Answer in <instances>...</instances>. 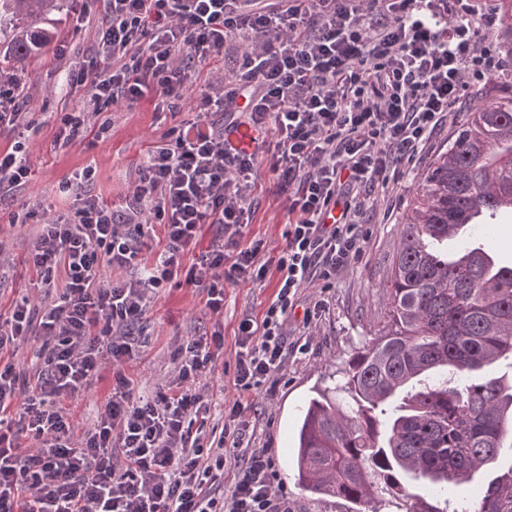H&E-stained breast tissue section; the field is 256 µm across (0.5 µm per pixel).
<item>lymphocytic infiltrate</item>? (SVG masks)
<instances>
[{
  "label": "lymphocytic infiltrate",
  "mask_w": 512,
  "mask_h": 512,
  "mask_svg": "<svg viewBox=\"0 0 512 512\" xmlns=\"http://www.w3.org/2000/svg\"><path fill=\"white\" fill-rule=\"evenodd\" d=\"M490 21L468 0H106L94 73V113L153 95L191 99L193 121L165 132L120 213L87 197L45 222L29 255L53 303L29 298L0 313V351L35 335L50 345L45 373L19 412L18 374L0 363V512H294L276 485L267 449L254 447L244 397L275 384L289 351L288 313L302 289L362 259L363 217L409 172L474 81L500 67ZM230 58L222 84L189 96L185 70ZM254 129L248 149L228 148L225 125ZM288 193L290 222L276 260L278 292L261 317L237 326L234 385L223 443L192 434L209 410L192 387L214 369L224 343L198 337L179 347L181 389L134 397L120 369L139 344L136 325L159 289L204 288L213 312L224 285L263 281V241L239 248L252 176L262 155ZM165 246L139 277L105 271L138 265L146 230ZM225 235L197 264L184 263L202 225ZM116 370L105 410L81 442L60 398L85 391L104 366ZM38 440L21 455L14 422ZM236 468L224 497L226 463Z\"/></svg>",
  "instance_id": "lymphocytic-infiltrate-1"
}]
</instances>
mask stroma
Returning a JSON list of instances; mask_svg holds the SVG:
<instances>
[{
    "instance_id": "stroma-1",
    "label": "stroma",
    "mask_w": 512,
    "mask_h": 512,
    "mask_svg": "<svg viewBox=\"0 0 512 512\" xmlns=\"http://www.w3.org/2000/svg\"><path fill=\"white\" fill-rule=\"evenodd\" d=\"M44 28L58 34L42 55L32 58L20 79L25 87L24 111L31 124L24 133L0 127V149L26 138V160L31 170L27 182L0 197V310L9 309L16 299L29 296L37 304L53 301L54 292L37 287V273L28 262L31 245L46 219L67 215L74 200L60 194L63 180L75 178L84 169H93L91 182L79 185V193L97 198L124 212L132 205L133 187L138 182L151 146L170 128L193 118L188 104L179 110L156 108L153 98L136 103L120 102L110 112L95 117L94 125H105L101 138L87 137L62 145L55 133L63 113L85 112L93 93L91 83L73 84L71 73L97 46L101 25L98 10L82 12L79 0H65L59 11L42 19ZM489 85L471 83L465 97L449 115L442 131L427 145L410 174L381 200L368 226L366 253L354 266L341 270L326 290L308 288L300 295V305L288 319V345L299 343V325L306 307L323 300L324 309L311 327L306 353L293 354L284 365L274 395L253 394L249 414L257 426L256 447L270 449L277 479L288 494L295 512H406L404 502L378 494L373 505L323 497L298 485L290 466L300 412L317 390L335 387L336 372L354 349L368 342L383 325L387 297L382 283L387 278L398 242L404 213L419 177L467 121L468 109L481 100ZM248 224L239 237L240 247L255 240L266 244L267 257H275L284 243L288 210L267 164H260L250 195ZM28 214L24 224L11 223L14 214ZM275 275L264 282L225 284L224 309L214 313L207 305L203 289L192 285L159 290L140 324L142 345L122 367L135 392L156 396L176 388L179 382L178 348L191 337L221 333L224 349L219 366L203 377L196 391L210 406L198 419L202 437L222 430L224 408L238 393L233 386L235 333L243 315H258L275 293ZM43 340L28 336L0 354L15 365L19 375L18 399H25L42 368L38 357ZM114 383L106 370L86 392L60 402L73 423V439L81 441L100 416Z\"/></svg>"
}]
</instances>
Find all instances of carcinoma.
Segmentation results:
<instances>
[{"mask_svg": "<svg viewBox=\"0 0 512 512\" xmlns=\"http://www.w3.org/2000/svg\"><path fill=\"white\" fill-rule=\"evenodd\" d=\"M63 0H0L4 64L40 54L56 33L37 27ZM512 209V83L496 84L417 184L391 271L385 325L344 368L343 396L319 390L300 421L292 466L320 496L371 503L384 491L407 512H512V467L489 483L476 508L448 500L500 449L512 448V381L471 374L512 360V265L463 243L442 247L477 213ZM430 483V499L400 475Z\"/></svg>", "mask_w": 512, "mask_h": 512, "instance_id": "cac0c4a2", "label": "carcinoma"}]
</instances>
